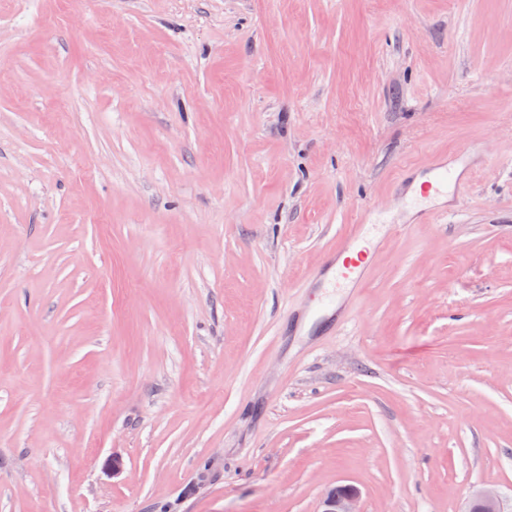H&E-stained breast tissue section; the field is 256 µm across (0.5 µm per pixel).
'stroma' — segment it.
Wrapping results in <instances>:
<instances>
[{
    "mask_svg": "<svg viewBox=\"0 0 512 512\" xmlns=\"http://www.w3.org/2000/svg\"><path fill=\"white\" fill-rule=\"evenodd\" d=\"M464 146L412 222L402 171ZM363 202L340 323L313 273ZM341 483L512 508V0H0V512ZM424 180L420 184L419 193L409 201L417 208L420 221H428L445 212L444 209L430 205L432 199L452 195H462L466 183L462 181L454 165L445 161H437L423 171ZM382 224L371 208H365L359 224L353 225L348 235L344 252L348 255L341 263L334 259L327 262L317 271L320 273L319 288H334L338 292L346 288H358L366 278L376 248L372 245V226ZM464 512H508L503 510L498 490L494 487H485L473 495Z\"/></svg>",
    "mask_w": 512,
    "mask_h": 512,
    "instance_id": "1",
    "label": "stroma"
}]
</instances>
